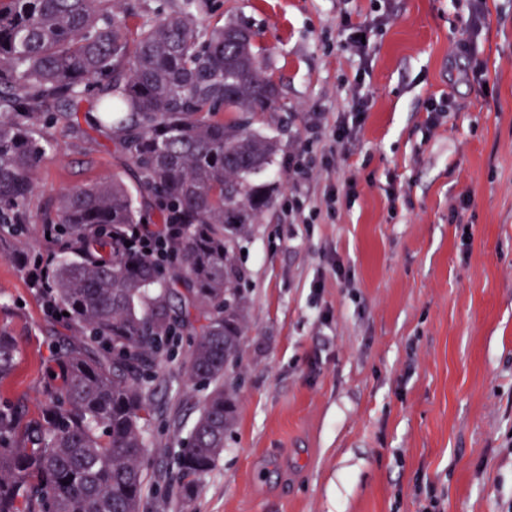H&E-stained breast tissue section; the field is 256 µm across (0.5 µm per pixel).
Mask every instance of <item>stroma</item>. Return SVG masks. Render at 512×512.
Segmentation results:
<instances>
[{
    "label": "stroma",
    "mask_w": 512,
    "mask_h": 512,
    "mask_svg": "<svg viewBox=\"0 0 512 512\" xmlns=\"http://www.w3.org/2000/svg\"><path fill=\"white\" fill-rule=\"evenodd\" d=\"M199 4L203 22L251 28L280 89L284 109L253 118L279 139L276 202L240 258L247 323L224 377L236 423L175 506L171 482L208 393L180 341L151 385L140 512H426L432 493L440 512H512V0H486L475 27L453 0ZM343 10L371 20L366 55L345 48ZM354 87L366 114L339 171L307 131L348 111ZM432 102L446 114L431 129ZM47 137L40 201L115 174L133 185L105 134L57 122ZM301 152L311 192L339 196L336 214L308 224L286 214ZM19 250L49 248L36 228L0 243V329L19 344L0 402L35 418L57 321Z\"/></svg>",
    "instance_id": "35a3bbf8"
}]
</instances>
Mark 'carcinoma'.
Returning a JSON list of instances; mask_svg holds the SVG:
<instances>
[{
    "mask_svg": "<svg viewBox=\"0 0 512 512\" xmlns=\"http://www.w3.org/2000/svg\"><path fill=\"white\" fill-rule=\"evenodd\" d=\"M112 2L0 0V236L53 229L48 272L30 285L49 289L69 331L42 388V420L24 426L16 407L0 406V512H140L149 371L177 321L192 331L189 377L213 385L178 460L182 499L238 414L220 384L244 333L238 253L274 205L263 176L279 152L252 116L280 109L279 89L261 71L254 33L201 25L198 0H178L135 30ZM91 97L93 126L110 131L136 188L113 176L35 212L43 129L79 124ZM151 206L158 223L185 226L165 282L125 245ZM18 354L0 329V382Z\"/></svg>",
    "mask_w": 512,
    "mask_h": 512,
    "instance_id": "1",
    "label": "carcinoma"
}]
</instances>
